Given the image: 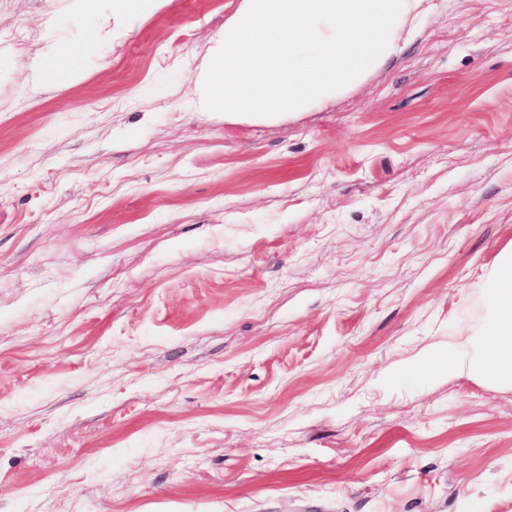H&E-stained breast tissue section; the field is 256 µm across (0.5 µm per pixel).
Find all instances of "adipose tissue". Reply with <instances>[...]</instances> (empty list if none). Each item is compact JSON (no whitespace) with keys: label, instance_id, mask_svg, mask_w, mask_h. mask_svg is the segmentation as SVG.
Wrapping results in <instances>:
<instances>
[{"label":"adipose tissue","instance_id":"adipose-tissue-1","mask_svg":"<svg viewBox=\"0 0 512 512\" xmlns=\"http://www.w3.org/2000/svg\"><path fill=\"white\" fill-rule=\"evenodd\" d=\"M164 4L165 0H71L75 14L125 25L155 13ZM82 71L81 54L55 43L35 65L32 79L41 86H55L76 80ZM489 299L494 315L482 336L479 357L469 371L487 381L512 386V255L499 268Z\"/></svg>","mask_w":512,"mask_h":512}]
</instances>
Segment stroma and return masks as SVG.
<instances>
[{
  "mask_svg": "<svg viewBox=\"0 0 512 512\" xmlns=\"http://www.w3.org/2000/svg\"><path fill=\"white\" fill-rule=\"evenodd\" d=\"M240 0L105 42L0 0V512H512L476 342L512 249V0L326 106L199 112ZM80 79L36 86L50 42Z\"/></svg>",
  "mask_w": 512,
  "mask_h": 512,
  "instance_id": "stroma-1",
  "label": "stroma"
}]
</instances>
